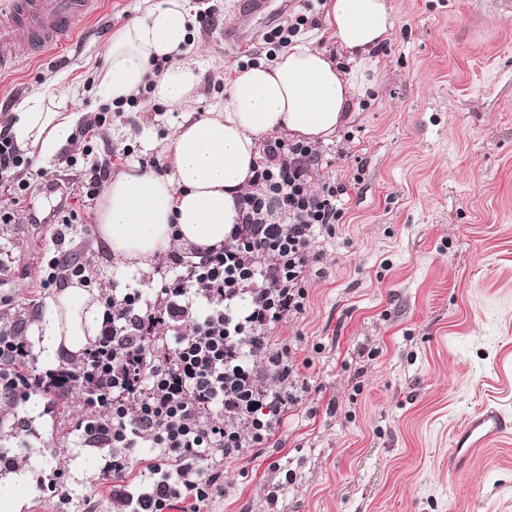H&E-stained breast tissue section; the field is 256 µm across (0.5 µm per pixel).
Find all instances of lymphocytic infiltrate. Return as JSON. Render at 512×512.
Returning <instances> with one entry per match:
<instances>
[{
    "instance_id": "1",
    "label": "lymphocytic infiltrate",
    "mask_w": 512,
    "mask_h": 512,
    "mask_svg": "<svg viewBox=\"0 0 512 512\" xmlns=\"http://www.w3.org/2000/svg\"><path fill=\"white\" fill-rule=\"evenodd\" d=\"M316 145L266 142L241 221L220 248L171 255L150 292H104L101 330L78 364L32 368L17 334L0 331V390L23 400L75 387L89 409L75 423L86 441L110 447L104 475L119 512H168L175 501L204 507L224 491L225 464L269 447L308 393L299 346L272 342L275 327L303 315L308 285L324 277L320 235L341 222L349 185L309 183ZM31 161L0 133V185L14 195ZM173 326L171 335L161 329ZM142 488L128 481L138 449Z\"/></svg>"
}]
</instances>
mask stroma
<instances>
[{
  "label": "stroma",
  "instance_id": "1",
  "mask_svg": "<svg viewBox=\"0 0 512 512\" xmlns=\"http://www.w3.org/2000/svg\"><path fill=\"white\" fill-rule=\"evenodd\" d=\"M394 29L379 56V84L320 143L310 181H346L344 216L317 240L327 274L309 284L303 317L274 339L300 342L309 392L289 413L277 447L226 464V495L204 512H512V435L461 467L450 464L456 433L488 405L512 416V0H389ZM144 0H98L66 49L39 58L23 50L0 73V119L34 95L70 88L87 115L106 112L101 139L76 136L46 165L58 190L29 175L23 201L0 187V327L30 339L50 289L44 255L86 263L98 288H136L101 242L96 201L78 187L79 166L108 161L166 171V145L181 109L149 101L106 111L94 78L112 33ZM200 66L197 113L224 96L244 53L264 60L261 38L221 36L244 0H188ZM78 162L71 170L66 159ZM70 215L64 244L57 225ZM68 416L39 415L0 395V449L31 472L22 512H114L103 477L111 451L82 440L86 410L70 390ZM293 481H286V473ZM62 478L70 495L49 489Z\"/></svg>",
  "mask_w": 512,
  "mask_h": 512
}]
</instances>
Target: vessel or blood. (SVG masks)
I'll use <instances>...</instances> for the list:
<instances>
[{
  "instance_id": "b4317fda",
  "label": "vessel or blood",
  "mask_w": 512,
  "mask_h": 512,
  "mask_svg": "<svg viewBox=\"0 0 512 512\" xmlns=\"http://www.w3.org/2000/svg\"><path fill=\"white\" fill-rule=\"evenodd\" d=\"M95 4L96 0H0V68L10 64L17 46L26 39L44 47L66 45L76 22L93 11ZM280 10L276 0H248L242 20L225 24V43H239L247 37L246 20ZM511 425L497 408L479 411L454 442L455 461L467 460Z\"/></svg>"
}]
</instances>
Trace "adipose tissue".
Wrapping results in <instances>:
<instances>
[{"label": "adipose tissue", "mask_w": 512, "mask_h": 512, "mask_svg": "<svg viewBox=\"0 0 512 512\" xmlns=\"http://www.w3.org/2000/svg\"><path fill=\"white\" fill-rule=\"evenodd\" d=\"M320 23L337 55L299 43L273 62L235 70L223 105L203 115L189 110L200 74L186 57L194 41L187 0H150L113 33L96 77L99 95L121 103L146 91L185 111L167 147L170 174L131 167L104 189L95 221L117 259L146 270L179 245L202 253L221 247L252 187L262 139L273 133L311 143L328 138L353 102L375 89V51L393 29L387 0H325ZM80 118L68 97L49 92L20 105L0 126L44 164L72 140ZM102 317L83 283L54 292L33 340L36 356L47 366L80 356L98 336Z\"/></svg>", "instance_id": "1"}]
</instances>
